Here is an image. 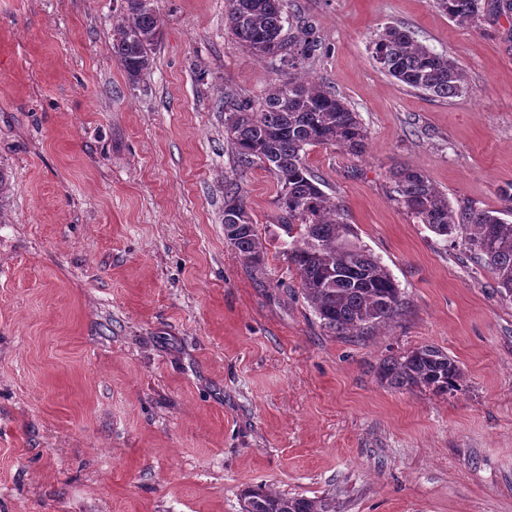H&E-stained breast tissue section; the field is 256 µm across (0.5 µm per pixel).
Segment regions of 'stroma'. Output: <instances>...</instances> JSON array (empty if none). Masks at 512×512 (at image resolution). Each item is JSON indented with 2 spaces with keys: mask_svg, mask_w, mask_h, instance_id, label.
<instances>
[{
  "mask_svg": "<svg viewBox=\"0 0 512 512\" xmlns=\"http://www.w3.org/2000/svg\"><path fill=\"white\" fill-rule=\"evenodd\" d=\"M151 70L112 55L121 0H0V512H241L243 489L328 496L337 512H512V300L395 201L420 169L453 207L512 185V23L458 24L433 0H290L311 76L359 112L366 151L307 150L403 293L360 336L325 329L284 251L279 188L232 154L225 88L275 78L224 0H153ZM456 59L448 100L396 85L385 26ZM237 183L265 247L224 237ZM424 345L460 390L382 383Z\"/></svg>",
  "mask_w": 512,
  "mask_h": 512,
  "instance_id": "35a3bbf8",
  "label": "stroma"
}]
</instances>
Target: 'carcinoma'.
Segmentation results:
<instances>
[{"label": "carcinoma", "instance_id": "cac0c4a2", "mask_svg": "<svg viewBox=\"0 0 512 512\" xmlns=\"http://www.w3.org/2000/svg\"><path fill=\"white\" fill-rule=\"evenodd\" d=\"M459 24L512 19V0H434ZM288 0H226L224 22L252 56L270 60L277 79L254 99L224 91V125L241 165L259 164L272 173L288 231V265L299 274L305 299L322 325L338 336H358L392 320L402 310L399 285L388 269L361 244L342 205L323 189L309 168V146H337L363 153L366 130L360 114L337 93L314 80L305 62L318 47L304 26L285 34ZM160 20L151 0H124L112 25V54L135 82L151 69ZM376 66L401 86L448 100L467 92L458 62L420 43L404 27L391 25L370 43ZM395 200L431 232L459 247L495 275L503 297L512 298V190H502L496 210L452 207L448 196L419 169L392 171ZM238 225L231 246L250 268L259 267L265 246L237 184L224 187V229ZM378 377L397 388L427 387L442 394L459 390L458 361L433 345L384 359ZM242 512H336L332 499L286 496L264 485L241 494Z\"/></svg>", "mask_w": 512, "mask_h": 512}]
</instances>
